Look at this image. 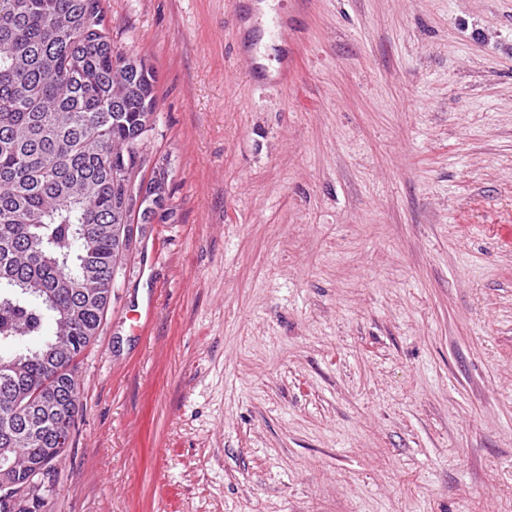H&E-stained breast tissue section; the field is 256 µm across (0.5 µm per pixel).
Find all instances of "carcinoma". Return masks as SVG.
<instances>
[{
    "label": "carcinoma",
    "instance_id": "carcinoma-1",
    "mask_svg": "<svg viewBox=\"0 0 512 512\" xmlns=\"http://www.w3.org/2000/svg\"><path fill=\"white\" fill-rule=\"evenodd\" d=\"M155 72L112 47L101 0H0V389L54 392L5 432L14 480L63 459L71 373L108 311L123 221L112 169L154 130Z\"/></svg>",
    "mask_w": 512,
    "mask_h": 512
}]
</instances>
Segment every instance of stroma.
Returning a JSON list of instances; mask_svg holds the SVG:
<instances>
[{"label":"stroma","mask_w":512,"mask_h":512,"mask_svg":"<svg viewBox=\"0 0 512 512\" xmlns=\"http://www.w3.org/2000/svg\"><path fill=\"white\" fill-rule=\"evenodd\" d=\"M103 7L173 215L37 512H512V0H276L272 78L253 0Z\"/></svg>","instance_id":"1"}]
</instances>
